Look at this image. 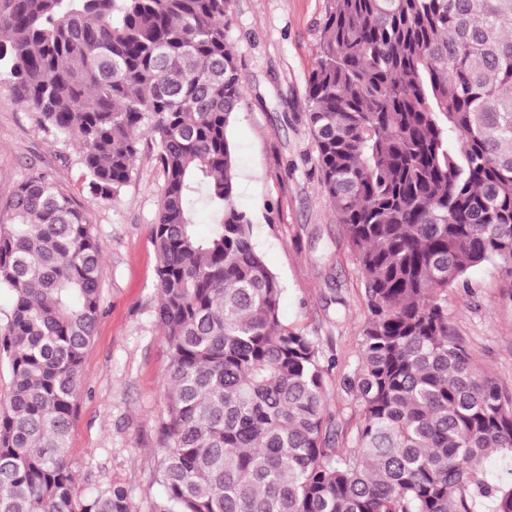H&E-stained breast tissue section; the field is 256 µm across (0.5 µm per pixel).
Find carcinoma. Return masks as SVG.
Listing matches in <instances>:
<instances>
[{"mask_svg": "<svg viewBox=\"0 0 512 512\" xmlns=\"http://www.w3.org/2000/svg\"><path fill=\"white\" fill-rule=\"evenodd\" d=\"M231 2L0 0V81L77 142L89 192L116 199L144 138L164 174L151 239L170 362L152 512H512V479L489 464L512 476V399L442 298L481 264L512 275V0H334L324 22L308 122L368 308L348 449L318 343L282 323V284L236 204ZM4 208L0 512H75L68 434L103 245L48 173ZM81 512H131L127 491Z\"/></svg>", "mask_w": 512, "mask_h": 512, "instance_id": "cac0c4a2", "label": "carcinoma"}]
</instances>
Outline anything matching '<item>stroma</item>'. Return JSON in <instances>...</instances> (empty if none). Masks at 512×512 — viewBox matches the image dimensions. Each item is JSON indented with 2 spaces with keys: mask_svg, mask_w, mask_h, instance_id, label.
<instances>
[{
  "mask_svg": "<svg viewBox=\"0 0 512 512\" xmlns=\"http://www.w3.org/2000/svg\"><path fill=\"white\" fill-rule=\"evenodd\" d=\"M333 0H232L228 44L243 77L229 128L237 204L284 286L282 322L315 336L329 370L327 414L347 448L359 408L347 389L362 353L365 286L342 225L320 185L305 88ZM75 142L40 124L0 83V205L33 170L55 177L90 215L103 244L102 313L82 364L68 454L78 500L124 487L132 512H150L157 430L166 415V342L155 324L156 258L150 235L164 175L142 143L116 201L89 193ZM448 323L477 367L512 394V278L486 263L446 293Z\"/></svg>",
  "mask_w": 512,
  "mask_h": 512,
  "instance_id": "1",
  "label": "stroma"
}]
</instances>
